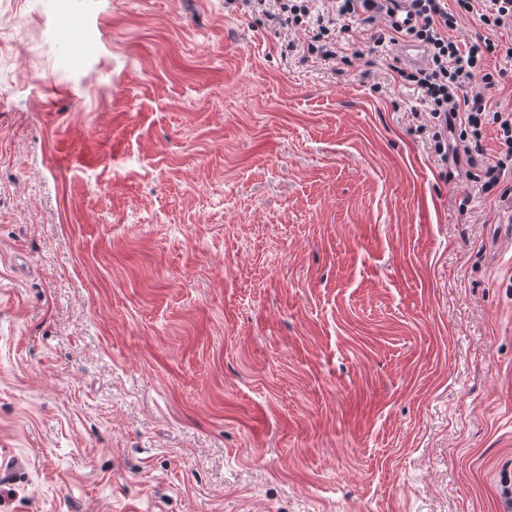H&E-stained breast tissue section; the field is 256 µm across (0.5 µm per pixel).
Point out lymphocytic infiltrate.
I'll return each mask as SVG.
<instances>
[{
	"instance_id": "f902f5d3",
	"label": "lymphocytic infiltrate",
	"mask_w": 512,
	"mask_h": 512,
	"mask_svg": "<svg viewBox=\"0 0 512 512\" xmlns=\"http://www.w3.org/2000/svg\"><path fill=\"white\" fill-rule=\"evenodd\" d=\"M267 21L301 30L308 54L332 63L338 57L336 25L355 20L375 9L393 11L405 3L416 22L409 34L421 42L427 60L419 67H400L396 74L404 84L417 90L429 112L428 136L440 158L448 156V126L460 121L459 149L465 154L480 152L479 140L485 122H493L499 134L501 152L486 163L483 190L499 189L501 200L512 198V107L490 110L485 98L498 88L504 70L489 69L488 57L512 59V43L495 41L499 30H512V0H488L477 9L475 0H456L455 11H448L442 0H327L318 7L316 0H245ZM476 16L484 36L469 43L454 36L459 17Z\"/></svg>"
}]
</instances>
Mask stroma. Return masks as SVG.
I'll list each match as a JSON object with an SVG mask.
<instances>
[{"instance_id": "1", "label": "stroma", "mask_w": 512, "mask_h": 512, "mask_svg": "<svg viewBox=\"0 0 512 512\" xmlns=\"http://www.w3.org/2000/svg\"><path fill=\"white\" fill-rule=\"evenodd\" d=\"M303 41L0 0V512H512V212Z\"/></svg>"}]
</instances>
